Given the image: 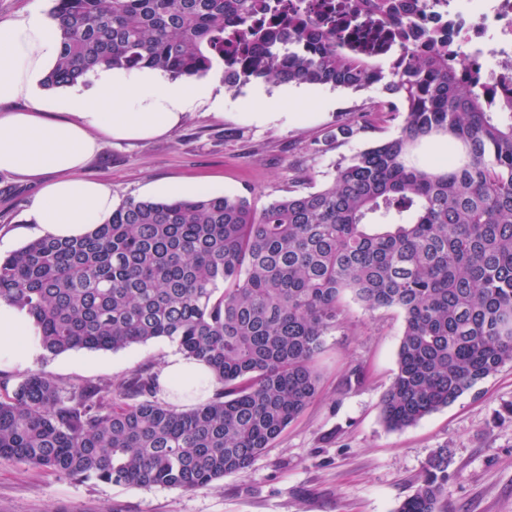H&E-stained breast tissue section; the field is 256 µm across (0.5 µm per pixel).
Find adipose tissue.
Masks as SVG:
<instances>
[{"mask_svg":"<svg viewBox=\"0 0 512 512\" xmlns=\"http://www.w3.org/2000/svg\"><path fill=\"white\" fill-rule=\"evenodd\" d=\"M60 53L57 25L37 0L22 17L0 21V172L41 181L27 209L32 234L72 238L116 207L111 187L84 175L107 144L172 134L204 105L223 115L224 96L206 79L150 68L101 69L49 94L43 81ZM39 349L27 312L0 301V365L26 367ZM160 383L166 400L181 405L207 401L214 388L205 365L180 355L167 359Z\"/></svg>","mask_w":512,"mask_h":512,"instance_id":"1","label":"adipose tissue"}]
</instances>
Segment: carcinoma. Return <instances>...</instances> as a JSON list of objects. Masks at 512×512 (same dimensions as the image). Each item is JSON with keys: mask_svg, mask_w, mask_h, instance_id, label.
<instances>
[{"mask_svg": "<svg viewBox=\"0 0 512 512\" xmlns=\"http://www.w3.org/2000/svg\"><path fill=\"white\" fill-rule=\"evenodd\" d=\"M260 0H54L61 58L44 87L99 68L379 87L397 133L333 166L319 190L256 211L224 193L128 198L87 236L0 257V300L28 312L43 350L119 351L167 339L207 366L212 399L175 409L158 372L63 395L34 370L0 395V460L75 480L194 492L242 471L316 396L323 336L346 297L404 317L382 397L404 430L512 363V112L438 35L392 27L399 57L348 51L314 21L255 26ZM441 157L421 156L433 138ZM440 448L395 512H442Z\"/></svg>", "mask_w": 512, "mask_h": 512, "instance_id": "cac0c4a2", "label": "carcinoma"}]
</instances>
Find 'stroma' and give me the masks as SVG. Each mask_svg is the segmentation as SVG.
Here are the masks:
<instances>
[{"label":"stroma","instance_id":"stroma-1","mask_svg":"<svg viewBox=\"0 0 512 512\" xmlns=\"http://www.w3.org/2000/svg\"><path fill=\"white\" fill-rule=\"evenodd\" d=\"M382 100L376 88L354 93L259 80L225 95L223 116L200 110L168 136L105 146L87 174L110 185L119 202L208 191L245 197L260 210L289 191L322 187L338 160L391 137L396 123L379 112ZM259 112L279 118L262 122ZM289 112L298 120H286ZM353 120L362 132L323 150L324 139ZM38 189L0 173L1 256L26 244L16 230ZM348 307V321L324 338L317 395L243 472L185 493L73 480L0 460V512H395L441 448L448 451L445 512H512V364L417 425L388 430L380 403L396 370L403 315L354 300ZM176 351L160 339L116 352L42 354L33 366L70 390L162 368ZM356 364L366 381L349 390L344 377Z\"/></svg>","mask_w":512,"mask_h":512}]
</instances>
